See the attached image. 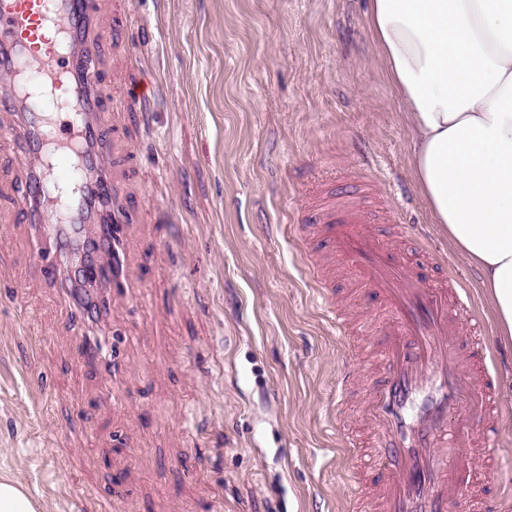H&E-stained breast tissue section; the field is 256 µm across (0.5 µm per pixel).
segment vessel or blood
Here are the masks:
<instances>
[{
    "instance_id": "vessel-or-blood-1",
    "label": "vessel or blood",
    "mask_w": 512,
    "mask_h": 512,
    "mask_svg": "<svg viewBox=\"0 0 512 512\" xmlns=\"http://www.w3.org/2000/svg\"><path fill=\"white\" fill-rule=\"evenodd\" d=\"M99 0H0V109L19 113L20 154L31 162L16 193L20 223L31 225L36 273L57 277L54 246L82 218L86 167L99 170L100 191L112 203L97 237L106 258L86 270L113 298L129 295L126 243L133 208L112 183L97 66ZM66 114L65 123L54 120ZM308 223L320 232L303 263L320 294L328 292L325 261L345 259L356 289L377 299L379 375L366 391L357 423L368 443L349 454L371 458L372 481L357 483L354 512H448L462 498L470 512H486L485 474L501 453L500 400L488 365L484 322L461 285L408 268L384 230L369 193L349 186L342 199L317 192ZM469 320L468 337L460 323ZM86 364L111 362L95 339L83 341Z\"/></svg>"
}]
</instances>
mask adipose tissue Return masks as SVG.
Wrapping results in <instances>:
<instances>
[{"instance_id":"1","label":"adipose tissue","mask_w":512,"mask_h":512,"mask_svg":"<svg viewBox=\"0 0 512 512\" xmlns=\"http://www.w3.org/2000/svg\"><path fill=\"white\" fill-rule=\"evenodd\" d=\"M433 223L512 339V0H368Z\"/></svg>"}]
</instances>
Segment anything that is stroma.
Returning <instances> with one entry per match:
<instances>
[{
	"label": "stroma",
	"mask_w": 512,
	"mask_h": 512,
	"mask_svg": "<svg viewBox=\"0 0 512 512\" xmlns=\"http://www.w3.org/2000/svg\"><path fill=\"white\" fill-rule=\"evenodd\" d=\"M98 65L118 135L111 169L137 213L126 272L140 300L76 312L96 290L33 271L12 206L23 160L0 112V470L42 512H351L336 414L341 336L301 261L298 196L333 166L398 206L393 236L424 233L491 317L479 272L433 224L411 166L400 103L368 30L367 0H99ZM150 83L143 100L131 87ZM91 334L116 364L88 369ZM506 409L492 512H512V341L489 327ZM123 391L116 402L106 384Z\"/></svg>",
	"instance_id": "obj_1"
}]
</instances>
